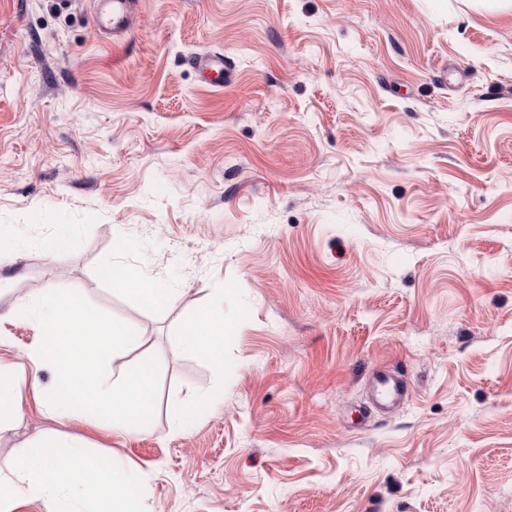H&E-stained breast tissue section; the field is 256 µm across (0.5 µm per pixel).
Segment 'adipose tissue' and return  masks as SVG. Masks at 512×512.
I'll list each match as a JSON object with an SVG mask.
<instances>
[{
    "label": "adipose tissue",
    "mask_w": 512,
    "mask_h": 512,
    "mask_svg": "<svg viewBox=\"0 0 512 512\" xmlns=\"http://www.w3.org/2000/svg\"><path fill=\"white\" fill-rule=\"evenodd\" d=\"M112 284L119 289L135 287L145 305L165 308L175 297L140 270L116 267ZM227 332L224 302L214 300L198 308L184 325L181 345L190 354L207 357L215 366L224 363L223 343ZM95 462L82 445L50 434L26 446L11 468L10 477L0 476V512H16L21 505L40 502L43 512H70L72 499H80L79 512H144L139 471L107 463V480L100 493L89 495L88 470Z\"/></svg>",
    "instance_id": "ef3b65f1"
}]
</instances>
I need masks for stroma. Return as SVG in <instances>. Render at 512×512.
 Masks as SVG:
<instances>
[{
    "label": "stroma",
    "instance_id": "35a3bbf8",
    "mask_svg": "<svg viewBox=\"0 0 512 512\" xmlns=\"http://www.w3.org/2000/svg\"><path fill=\"white\" fill-rule=\"evenodd\" d=\"M216 53L220 88L188 64ZM0 270L1 471L56 431L139 469L147 512H512V0H139L122 33L95 0H0ZM50 288L142 336L118 364L158 357L147 431L37 409L11 308ZM219 294L220 370L180 342ZM113 286L120 290H133L138 293L141 301L151 307L165 308L173 305L175 296L168 288L158 285L153 279L143 274L140 270L128 267H112ZM136 288H126V287ZM18 379L16 373L0 366V432L4 431L18 414L14 401V388ZM371 400L382 409L391 408L400 403L404 391L402 379L389 370L377 371L372 379Z\"/></svg>",
    "mask_w": 512,
    "mask_h": 512
}]
</instances>
